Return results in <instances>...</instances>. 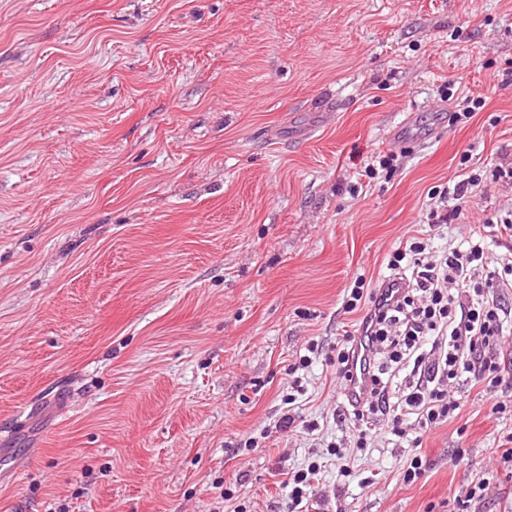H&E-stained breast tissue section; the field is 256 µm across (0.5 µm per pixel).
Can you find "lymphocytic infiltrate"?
<instances>
[{"label": "lymphocytic infiltrate", "instance_id": "lymphocytic-infiltrate-1", "mask_svg": "<svg viewBox=\"0 0 512 512\" xmlns=\"http://www.w3.org/2000/svg\"><path fill=\"white\" fill-rule=\"evenodd\" d=\"M512 238V213L496 215L471 228L467 248L434 254L424 237L399 244L388 262L389 276L367 287L356 276L345 302L361 320L357 332L336 345L337 373L349 381L355 349L367 341L370 389L365 399L346 401L350 417L368 422L389 419L391 431L406 436L400 413L408 407L420 430L453 418L460 405L453 385L478 382L495 387L502 370L504 325L512 310L488 294L483 274L492 259L483 228Z\"/></svg>", "mask_w": 512, "mask_h": 512}]
</instances>
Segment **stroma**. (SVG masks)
I'll return each instance as SVG.
<instances>
[{
  "label": "stroma",
  "mask_w": 512,
  "mask_h": 512,
  "mask_svg": "<svg viewBox=\"0 0 512 512\" xmlns=\"http://www.w3.org/2000/svg\"><path fill=\"white\" fill-rule=\"evenodd\" d=\"M507 59L512 0H0V512H288L315 460L317 512H512V363L363 447L336 377L356 276L512 210L488 180L425 222L512 163ZM432 195L438 196L440 199V206L430 208V211L427 214V224H448L457 219V216L461 213L459 205H455L452 209L448 210V196L450 195L449 189H444L442 191L439 190ZM323 467L322 462H312L306 469L296 471L288 480L286 486H291V491L288 492V500L290 502L289 510L292 512H309V491L316 476L320 473ZM305 501V503H304Z\"/></svg>",
  "instance_id": "stroma-1"
}]
</instances>
